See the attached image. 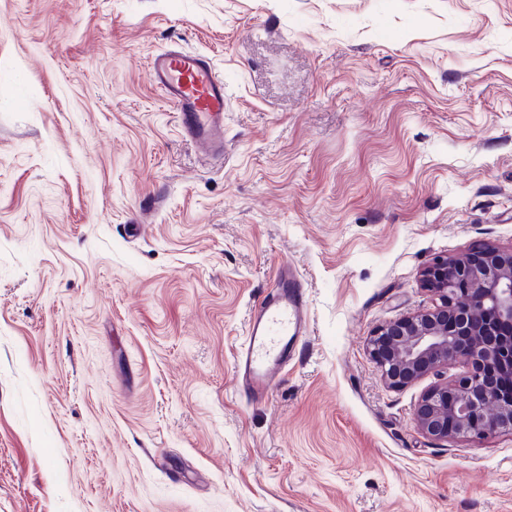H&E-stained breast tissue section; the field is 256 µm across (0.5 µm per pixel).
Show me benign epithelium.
<instances>
[{"mask_svg": "<svg viewBox=\"0 0 512 512\" xmlns=\"http://www.w3.org/2000/svg\"><path fill=\"white\" fill-rule=\"evenodd\" d=\"M433 307L380 327L368 352L391 388L459 365L451 382L432 385L412 419L436 441L512 434V398L498 397L512 366V247L488 246L482 260L440 256L423 272Z\"/></svg>", "mask_w": 512, "mask_h": 512, "instance_id": "obj_1", "label": "benign epithelium"}]
</instances>
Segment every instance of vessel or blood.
<instances>
[{
	"instance_id": "b4317fda",
	"label": "vessel or blood",
	"mask_w": 512,
	"mask_h": 512,
	"mask_svg": "<svg viewBox=\"0 0 512 512\" xmlns=\"http://www.w3.org/2000/svg\"><path fill=\"white\" fill-rule=\"evenodd\" d=\"M154 85L173 106L183 136L207 152L224 150V78L211 58L186 50L152 54ZM306 289L299 273L283 267L275 290L254 310L235 368L250 395H267L307 330Z\"/></svg>"
}]
</instances>
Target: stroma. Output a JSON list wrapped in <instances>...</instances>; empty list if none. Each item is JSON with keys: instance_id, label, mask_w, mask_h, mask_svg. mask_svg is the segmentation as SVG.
<instances>
[{"instance_id": "35a3bbf8", "label": "stroma", "mask_w": 512, "mask_h": 512, "mask_svg": "<svg viewBox=\"0 0 512 512\" xmlns=\"http://www.w3.org/2000/svg\"><path fill=\"white\" fill-rule=\"evenodd\" d=\"M224 78V156L148 77ZM512 247V0H0V512H512L366 351L436 257ZM308 332L234 373L282 265Z\"/></svg>"}]
</instances>
